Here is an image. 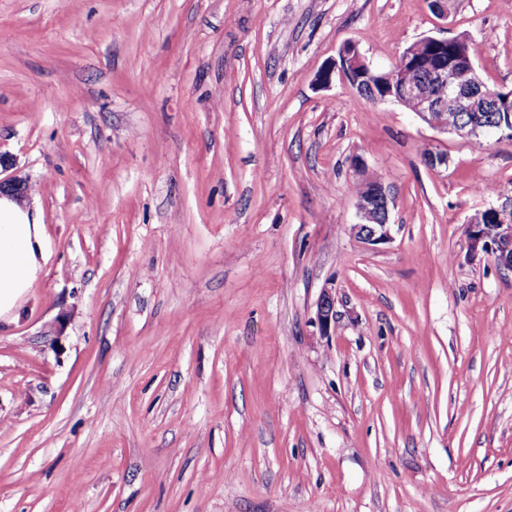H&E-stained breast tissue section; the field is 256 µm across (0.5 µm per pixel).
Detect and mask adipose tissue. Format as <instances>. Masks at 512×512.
I'll return each mask as SVG.
<instances>
[{
  "mask_svg": "<svg viewBox=\"0 0 512 512\" xmlns=\"http://www.w3.org/2000/svg\"><path fill=\"white\" fill-rule=\"evenodd\" d=\"M43 242L32 201L0 194V317L15 312L40 277Z\"/></svg>",
  "mask_w": 512,
  "mask_h": 512,
  "instance_id": "obj_1",
  "label": "adipose tissue"
}]
</instances>
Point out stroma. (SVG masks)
Here are the masks:
<instances>
[{
  "mask_svg": "<svg viewBox=\"0 0 512 512\" xmlns=\"http://www.w3.org/2000/svg\"><path fill=\"white\" fill-rule=\"evenodd\" d=\"M446 5L0 0V178L46 252L0 321V512H512V272L464 233L512 143L316 83L465 33L512 90V0ZM393 206L394 196L390 188L380 181L368 194L356 197L358 222L352 225L355 236L371 246L390 242L392 224H389V215ZM336 298L331 289H322L316 303V321L320 328L321 336H331V328L336 324Z\"/></svg>",
  "mask_w": 512,
  "mask_h": 512,
  "instance_id": "1",
  "label": "stroma"
}]
</instances>
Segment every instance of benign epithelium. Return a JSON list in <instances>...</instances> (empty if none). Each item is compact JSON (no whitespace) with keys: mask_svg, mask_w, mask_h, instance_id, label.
Here are the masks:
<instances>
[{"mask_svg":"<svg viewBox=\"0 0 512 512\" xmlns=\"http://www.w3.org/2000/svg\"><path fill=\"white\" fill-rule=\"evenodd\" d=\"M341 57L343 66L331 65L318 76L319 84L330 85L335 75L352 85L366 74L376 75L387 88L381 100L416 113L439 132L466 138L490 133L501 140L512 137V117L504 122L496 114L498 91L489 89L479 78L468 36L423 37L405 48L385 70L371 68L354 46L343 48ZM450 110L462 113V127L450 126L444 120ZM393 206L390 188L380 181L368 194L356 197L358 222L352 225L355 236L371 246L391 241L389 215ZM483 214L489 227L471 220V252L490 254L498 267L512 271V200L506 199ZM335 305L331 289H322L316 303V321L323 336L331 335L336 324Z\"/></svg>","mask_w":512,"mask_h":512,"instance_id":"benign-epithelium-1","label":"benign epithelium"}]
</instances>
